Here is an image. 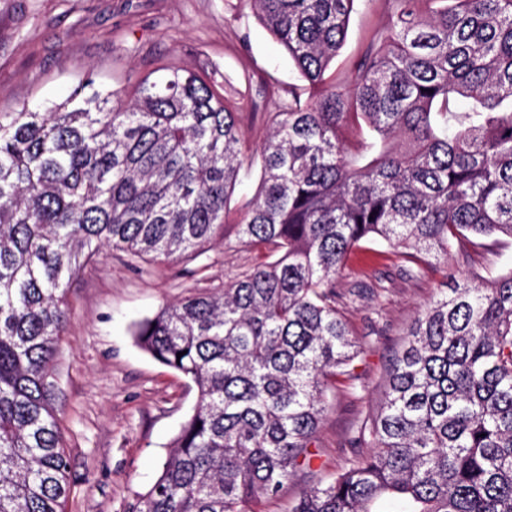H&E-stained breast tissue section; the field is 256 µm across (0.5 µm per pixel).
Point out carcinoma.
<instances>
[{"mask_svg": "<svg viewBox=\"0 0 512 512\" xmlns=\"http://www.w3.org/2000/svg\"><path fill=\"white\" fill-rule=\"evenodd\" d=\"M248 2L305 81L255 149L235 103L181 69L0 112V512H65V287L103 249L204 254L260 169L235 222L255 263L136 326L198 402L126 510L259 512L310 466L333 383L356 387L336 308L349 255L382 241L417 277L512 238V0H387L390 26L333 82L355 0ZM352 444L290 512H512V269L420 312Z\"/></svg>", "mask_w": 512, "mask_h": 512, "instance_id": "carcinoma-1", "label": "carcinoma"}]
</instances>
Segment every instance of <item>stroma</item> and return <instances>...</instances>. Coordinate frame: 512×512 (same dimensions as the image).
Returning <instances> with one entry per match:
<instances>
[{
	"label": "stroma",
	"instance_id": "stroma-1",
	"mask_svg": "<svg viewBox=\"0 0 512 512\" xmlns=\"http://www.w3.org/2000/svg\"><path fill=\"white\" fill-rule=\"evenodd\" d=\"M386 0H355L347 41L331 66L343 77L372 35L386 28ZM190 70L218 91L236 88L245 139L260 144L266 112L302 80L248 0H0V112L63 102L78 82L133 86L161 67ZM369 243L337 284V306L363 347L359 391L337 386L310 468L298 471L264 512H289L302 488L330 479L349 455L360 418L375 408L391 360L419 310L446 288L441 272L401 274L398 257ZM255 253L227 228L224 242L179 263L130 259L122 251L90 260L72 282L71 324L60 359V415L73 491L66 512H124L156 478L197 389L135 342L134 330L163 305L233 279ZM450 266L476 278L512 267V239L454 249Z\"/></svg>",
	"mask_w": 512,
	"mask_h": 512
}]
</instances>
